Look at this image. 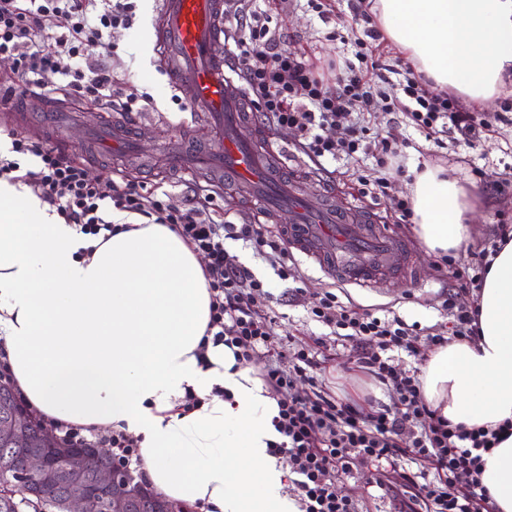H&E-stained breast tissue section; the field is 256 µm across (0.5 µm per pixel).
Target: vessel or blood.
<instances>
[{
  "label": "vessel or blood",
  "mask_w": 512,
  "mask_h": 512,
  "mask_svg": "<svg viewBox=\"0 0 512 512\" xmlns=\"http://www.w3.org/2000/svg\"><path fill=\"white\" fill-rule=\"evenodd\" d=\"M158 13L162 66L175 87L191 89L189 106L210 133L205 142L164 153L163 166L205 174L244 191L266 223L283 224L290 250L317 262L338 284L370 288L378 273L406 270L408 240L390 233L365 208L330 206L324 192L305 189L297 177L282 178L285 151L245 136L255 119L237 65L224 55V0H158ZM35 114L42 130L55 132L59 145L89 138V123L64 120L49 100L39 101L36 113H13L11 122L27 129ZM106 140L128 156L139 149L138 138L128 136L121 123L109 128Z\"/></svg>",
  "instance_id": "1"
}]
</instances>
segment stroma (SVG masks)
<instances>
[{
	"instance_id": "1",
	"label": "stroma",
	"mask_w": 512,
	"mask_h": 512,
	"mask_svg": "<svg viewBox=\"0 0 512 512\" xmlns=\"http://www.w3.org/2000/svg\"><path fill=\"white\" fill-rule=\"evenodd\" d=\"M355 0H335L336 18L322 21L307 6V0H266V7L274 24L286 34L290 50L313 57L320 67H328L331 60L340 56H353L354 38L362 36L364 24L355 23L353 6ZM136 10L131 29L113 30L111 41L116 47L121 65L128 75L122 86L123 93H149L153 104L148 111L155 125L143 129L140 137L141 154L125 159L122 176L125 180L153 188L163 186L168 193L167 202L180 206L190 190L183 175L164 172L156 160L159 147L166 137L165 124L184 125L195 129L199 137H206L205 128L196 124V117L187 107L189 89L173 90L160 67V54L156 44L157 0H135ZM512 102V81L508 82L493 107L487 108L486 117L493 123L480 141L466 146L453 139L452 135L441 140L426 139L409 120L399 112L387 113L377 110L370 116L368 127L371 133L392 131L406 155V172L396 178L393 193L407 198L411 195V173L417 166L444 167L459 179L462 185H477L482 199L475 204L472 215V242L470 250L456 252V261L469 260L471 251H477L493 241L499 223L512 224V185L505 191H496L495 181L503 175L512 174V120L497 121L507 102ZM480 167L484 174L475 177L473 167ZM307 174L313 179L334 186L338 192V203H345L346 190H355L358 179L374 180L380 172L373 158L364 156L358 162L342 159L327 163L325 169L308 165ZM356 203L372 207L385 223L396 225L398 232L413 242L415 249L410 256L411 264L418 268L426 282L425 287H412L402 275L379 280L370 289L345 286L335 288L320 268L299 256H292L290 265L299 271L304 284L299 295H292L293 280L281 279L276 268L257 255L254 248L241 241L228 240L224 246L230 254L251 268L266 286L268 297L263 310L271 319V329L277 339L310 343L328 335L327 326L310 317L312 303L324 291L337 289L340 300H353L362 305H384L390 307L406 323L431 326L442 319L440 303L443 289L454 286L455 281L448 271L436 268L435 256L418 245V237L412 225L398 221L390 199L382 196L359 195ZM369 469L360 468L346 477L343 486L356 501L360 512H396V501L392 492L379 490L371 485Z\"/></svg>"
}]
</instances>
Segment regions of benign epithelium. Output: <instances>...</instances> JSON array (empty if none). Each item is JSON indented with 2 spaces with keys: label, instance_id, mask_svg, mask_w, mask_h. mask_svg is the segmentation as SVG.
<instances>
[{
  "label": "benign epithelium",
  "instance_id": "1",
  "mask_svg": "<svg viewBox=\"0 0 512 512\" xmlns=\"http://www.w3.org/2000/svg\"><path fill=\"white\" fill-rule=\"evenodd\" d=\"M0 443L26 448L28 453L13 483L39 497L62 489L66 512H170V503L157 496L128 470L110 463L111 453L98 445L71 446L47 430L35 437L19 414L0 417Z\"/></svg>",
  "mask_w": 512,
  "mask_h": 512
}]
</instances>
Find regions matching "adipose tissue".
<instances>
[{
    "label": "adipose tissue",
    "instance_id": "ef3b65f1",
    "mask_svg": "<svg viewBox=\"0 0 512 512\" xmlns=\"http://www.w3.org/2000/svg\"><path fill=\"white\" fill-rule=\"evenodd\" d=\"M388 38L439 87L492 101L512 70V0H374ZM473 194L444 169L416 176L430 251L471 241ZM198 255L166 225L102 245L22 183L0 180V348L47 419L138 439L144 480L204 512H300L285 490L275 400L225 346H202L210 296ZM476 339H449L421 366L426 401L452 423L512 420V240L485 276ZM224 395H216V388ZM200 406L184 410L186 392ZM492 512H512V437L484 454Z\"/></svg>",
    "mask_w": 512,
    "mask_h": 512
}]
</instances>
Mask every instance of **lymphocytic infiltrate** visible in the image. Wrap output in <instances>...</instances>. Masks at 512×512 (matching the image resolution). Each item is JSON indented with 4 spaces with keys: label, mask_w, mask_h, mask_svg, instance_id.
Wrapping results in <instances>:
<instances>
[{
    "label": "lymphocytic infiltrate",
    "mask_w": 512,
    "mask_h": 512,
    "mask_svg": "<svg viewBox=\"0 0 512 512\" xmlns=\"http://www.w3.org/2000/svg\"><path fill=\"white\" fill-rule=\"evenodd\" d=\"M134 18V0H0V58L13 62L11 71L0 75V100L20 103L30 95L64 94L106 112L146 110L151 96H122L110 63L111 31L131 28ZM224 20V40L233 46L246 90L264 121L294 129L299 147L313 162L353 159L363 152L378 167L402 173L394 138L367 135L374 92L366 65L373 42L382 38L380 30L370 28L365 38L356 39V62L323 72L311 58L284 48L267 11L247 14L240 0H226ZM63 57L68 64L62 68ZM402 71L398 88L386 97V111L405 114L428 138L456 133L470 144L478 140L483 126L458 97L434 87L411 66ZM12 151L13 158L0 160V178L29 186L82 234L116 232L111 215L125 212L169 225L189 249L204 256L207 332L213 344L232 350L237 363L264 358L259 378L278 405L272 425L279 439L268 451L287 459L301 512H358L341 485L358 467L372 469L376 487L400 494V512H484L489 493L482 482V455L512 436V423L451 424L425 401L418 371L400 368L395 355L416 353L422 340L440 346L452 336L477 335L475 294L491 265L488 249L461 264L452 255L440 256V265L452 267L460 283L444 295L446 320L440 324L409 325L373 308L343 304L329 290L316 299L312 319L346 345L357 371L393 391L390 403L377 402L366 411L358 399L331 391L324 339L282 350L262 311L263 282L224 246L228 239L250 243L285 280L288 250L279 233L264 224L228 223L212 208L213 193L199 189L181 207L163 204L155 191L132 182L103 191L88 178L85 160L46 141L16 135ZM24 157L29 166L21 165ZM301 381L306 389H298ZM60 432L70 444L90 441L111 449L114 462L124 468L141 463L137 439L125 432L88 437L73 426Z\"/></svg>",
    "instance_id": "obj_1"
}]
</instances>
